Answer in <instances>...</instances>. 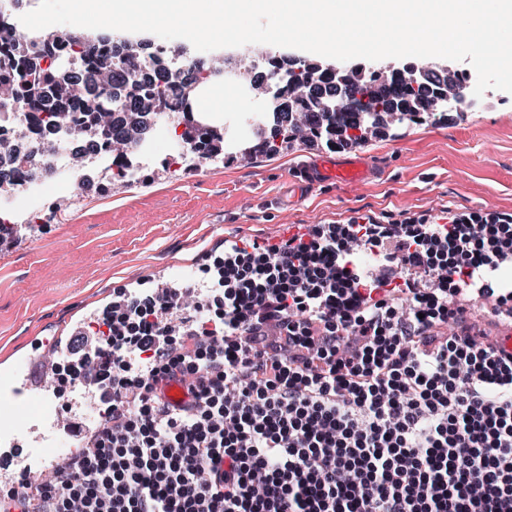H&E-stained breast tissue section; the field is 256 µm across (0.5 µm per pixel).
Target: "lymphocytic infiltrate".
<instances>
[{
  "label": "lymphocytic infiltrate",
  "mask_w": 512,
  "mask_h": 512,
  "mask_svg": "<svg viewBox=\"0 0 512 512\" xmlns=\"http://www.w3.org/2000/svg\"><path fill=\"white\" fill-rule=\"evenodd\" d=\"M509 259L512 214L354 219L226 245L201 300L122 293L68 352L100 420L0 512H512V359L461 301L511 302Z\"/></svg>",
  "instance_id": "f902f5d3"
}]
</instances>
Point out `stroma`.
Returning a JSON list of instances; mask_svg holds the SVG:
<instances>
[{
  "label": "stroma",
  "mask_w": 512,
  "mask_h": 512,
  "mask_svg": "<svg viewBox=\"0 0 512 512\" xmlns=\"http://www.w3.org/2000/svg\"><path fill=\"white\" fill-rule=\"evenodd\" d=\"M260 108L247 95L220 119L226 142H255L247 120ZM175 134L159 138L139 187L104 172L87 196L55 194L61 221L0 244V363L27 351L31 337H66L120 291L149 292L157 277L188 270L203 286L224 256V238L271 242L281 220L304 232L365 218L378 224L426 215L512 214V94L497 90L483 108L445 122L401 125L362 145L377 176L357 188L298 192L292 175L327 154L293 149L251 159L220 156L201 171L174 172Z\"/></svg>",
  "instance_id": "1"
}]
</instances>
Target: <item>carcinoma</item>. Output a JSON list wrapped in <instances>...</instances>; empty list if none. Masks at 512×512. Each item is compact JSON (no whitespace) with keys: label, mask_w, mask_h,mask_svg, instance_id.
Listing matches in <instances>:
<instances>
[{"label":"carcinoma","mask_w":512,"mask_h":512,"mask_svg":"<svg viewBox=\"0 0 512 512\" xmlns=\"http://www.w3.org/2000/svg\"><path fill=\"white\" fill-rule=\"evenodd\" d=\"M16 28L0 19V46L12 48L0 58V66L12 69L22 78L29 72L40 70V59L15 44ZM99 46L89 53L90 63L86 72L96 76L103 90L85 97L84 111L91 113L103 109L107 99L123 98L125 104L112 113V134L122 143L133 144L145 139L156 117L159 82L164 90L177 97H186L187 89L207 74L202 61H192L185 67L173 69L165 59L148 54L149 62L143 67L127 69L120 84L113 83L112 59L122 55L126 45L112 44V50L102 47L107 39H98ZM288 71V86L283 91L284 101L296 105L294 109L282 108L271 118V126L263 128L258 142L263 149L276 151L289 149L298 142L315 146L331 136L339 146L355 147L372 138L382 137L397 123L410 121L419 114L442 111L440 91L462 99L468 96L469 82L456 71L438 76L420 78L411 65L400 71L365 70L355 66L342 73L343 80L353 90L351 101L342 104L338 112L328 111L336 102V72L318 60L292 62L285 57L275 59L272 69L253 80L254 94L266 93L273 70ZM82 72L46 75L43 86L33 91L29 83L22 85V96L34 112L58 113L72 96L73 88L80 84ZM83 139L73 146L71 154L85 159L88 142L97 140L91 135L95 127L78 125ZM194 152L203 159L224 154V133L205 127L198 133Z\"/></svg>","instance_id":"obj_1"}]
</instances>
